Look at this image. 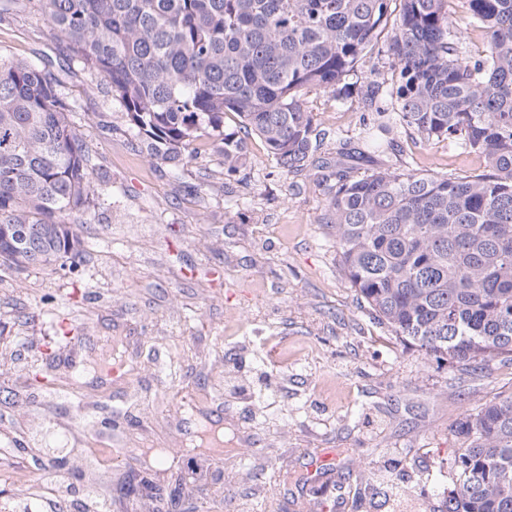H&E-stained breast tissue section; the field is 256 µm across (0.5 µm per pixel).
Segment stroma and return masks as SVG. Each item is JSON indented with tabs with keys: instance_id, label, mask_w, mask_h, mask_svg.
Masks as SVG:
<instances>
[{
	"instance_id": "stroma-1",
	"label": "stroma",
	"mask_w": 512,
	"mask_h": 512,
	"mask_svg": "<svg viewBox=\"0 0 512 512\" xmlns=\"http://www.w3.org/2000/svg\"><path fill=\"white\" fill-rule=\"evenodd\" d=\"M0 55L62 63L60 90L109 177L78 272L0 268V448L12 436L29 447L14 466L37 472L67 439L117 478L146 468L153 449L187 444L217 478L187 512H438L460 446L451 428L512 392V364L464 371L392 336L337 264L322 186L273 168L257 136L243 183L215 152L179 174L150 163L108 82L66 61L35 0L0 16ZM307 102L347 140L371 121L355 97ZM364 165L486 170L406 127ZM35 372L52 396L29 391ZM329 451L308 477L304 457ZM395 457L422 477L407 500L355 502L365 469Z\"/></svg>"
}]
</instances>
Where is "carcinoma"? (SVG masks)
I'll return each instance as SVG.
<instances>
[{
    "label": "carcinoma",
    "mask_w": 512,
    "mask_h": 512,
    "mask_svg": "<svg viewBox=\"0 0 512 512\" xmlns=\"http://www.w3.org/2000/svg\"><path fill=\"white\" fill-rule=\"evenodd\" d=\"M71 61L104 78L126 133L152 163L182 171L206 141L224 174L248 169L246 138L285 173L316 170L321 222L373 318L428 357L477 369L512 361V0H42ZM461 13L467 27H460ZM486 35L467 52L468 28ZM398 72L387 88L380 64ZM50 63L0 58V266L87 261L79 225L107 185ZM352 95L388 143L480 154L489 172H360L367 151L336 139L306 105ZM234 115L239 127L225 119ZM452 432L455 482L440 512H512V393ZM88 505L94 486L77 471Z\"/></svg>",
    "instance_id": "obj_1"
}]
</instances>
